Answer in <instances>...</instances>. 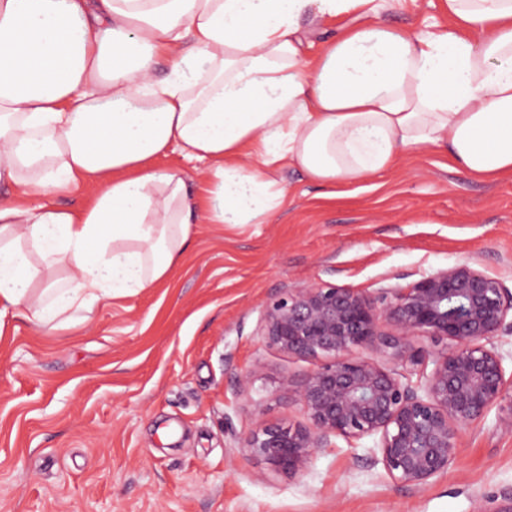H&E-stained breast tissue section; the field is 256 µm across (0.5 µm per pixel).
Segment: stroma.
Masks as SVG:
<instances>
[{
    "instance_id": "35a3bbf8",
    "label": "stroma",
    "mask_w": 512,
    "mask_h": 512,
    "mask_svg": "<svg viewBox=\"0 0 512 512\" xmlns=\"http://www.w3.org/2000/svg\"><path fill=\"white\" fill-rule=\"evenodd\" d=\"M445 0H397L381 15L419 31ZM205 206L208 165L171 151ZM284 206L266 223L197 219L164 280L43 327L0 332V512H480L512 492V433L495 415L461 437L447 475L393 483L365 448L336 440L302 478L235 441L255 403L266 420L303 416L282 375L314 368L265 346L261 313L288 288L328 282L365 292L475 261L512 289V175L493 183L450 169L438 146L402 152L385 173L337 186L281 167ZM257 367L247 392L236 372Z\"/></svg>"
}]
</instances>
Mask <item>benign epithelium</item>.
<instances>
[{"instance_id":"obj_1","label":"benign epithelium","mask_w":512,"mask_h":512,"mask_svg":"<svg viewBox=\"0 0 512 512\" xmlns=\"http://www.w3.org/2000/svg\"><path fill=\"white\" fill-rule=\"evenodd\" d=\"M258 332L277 351L324 360L278 382L305 423L269 422L258 403L238 441L243 452L293 477L334 438L351 448L371 439L373 459L388 477L420 489L448 472L462 432L491 410L512 432V380L498 347L512 335V291L470 260L371 295L327 282L289 288L265 306ZM417 337L445 347L428 351ZM370 351L410 366L413 375Z\"/></svg>"}]
</instances>
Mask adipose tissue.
Listing matches in <instances>:
<instances>
[{"instance_id": "obj_1", "label": "adipose tissue", "mask_w": 512, "mask_h": 512, "mask_svg": "<svg viewBox=\"0 0 512 512\" xmlns=\"http://www.w3.org/2000/svg\"><path fill=\"white\" fill-rule=\"evenodd\" d=\"M447 3L455 26L414 33L376 0H0V330L168 274L196 208L155 165L171 148L209 161L210 224L264 223L283 161L335 185L444 145L475 180L512 174V0ZM309 12L354 16L313 59Z\"/></svg>"}]
</instances>
